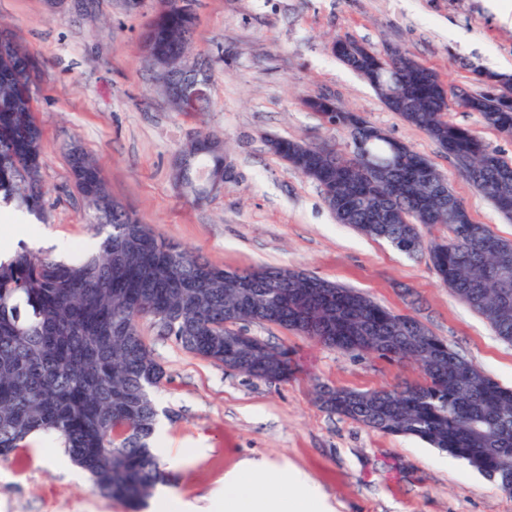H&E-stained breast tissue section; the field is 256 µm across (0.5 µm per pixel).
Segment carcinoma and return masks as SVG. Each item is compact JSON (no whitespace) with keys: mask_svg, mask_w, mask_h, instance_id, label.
<instances>
[{"mask_svg":"<svg viewBox=\"0 0 512 512\" xmlns=\"http://www.w3.org/2000/svg\"><path fill=\"white\" fill-rule=\"evenodd\" d=\"M195 26V9L172 6L150 22L144 40L165 85L184 71ZM332 53L365 78L389 110L431 137L448 158L466 159L461 172L504 216L512 217V161L475 131L448 120L457 92L407 53L379 63L353 60L341 40ZM35 60L0 40V208L15 205L40 218L41 130L32 109L28 76ZM468 112L512 139V101L483 92L468 96ZM308 106L344 127L351 143L368 141L377 153L391 150L371 129L350 127L351 112L327 115L323 97ZM294 140H277L271 151L336 200L326 199L340 224L390 243L408 256L424 254L446 288L512 343V274L502 278L495 262H512V241L472 221L467 208L454 212L429 194L418 168L428 159L406 147L398 167L380 173L383 189L370 186L359 154L323 160L327 149L293 153ZM75 186L90 211L99 244L74 263L30 250L0 258V456L44 432L61 440L73 463L86 471L100 494L135 506L162 478L150 448L158 411L150 391L165 378L140 331L150 321L157 335L193 356L263 381L288 377V352L255 338L246 342L224 331L269 324L270 307L285 328L306 336H331L323 345L354 356L374 354L409 360L424 374L420 383L371 392L322 387L317 400L329 412L373 430L417 438L467 461L512 493V389L501 386L448 347L412 315L395 313L359 291L294 268L231 271L173 244L134 219L110 196L91 157L70 148ZM444 225L448 238L424 242L420 226ZM279 280L268 288L263 276Z\"/></svg>","mask_w":512,"mask_h":512,"instance_id":"1","label":"carcinoma"}]
</instances>
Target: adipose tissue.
Instances as JSON below:
<instances>
[{
    "instance_id": "1",
    "label": "adipose tissue",
    "mask_w": 512,
    "mask_h": 512,
    "mask_svg": "<svg viewBox=\"0 0 512 512\" xmlns=\"http://www.w3.org/2000/svg\"><path fill=\"white\" fill-rule=\"evenodd\" d=\"M225 512H334L310 479L289 465L242 461L224 477Z\"/></svg>"
}]
</instances>
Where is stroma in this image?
<instances>
[{
    "mask_svg": "<svg viewBox=\"0 0 512 512\" xmlns=\"http://www.w3.org/2000/svg\"><path fill=\"white\" fill-rule=\"evenodd\" d=\"M158 0H0V33L37 59L29 88L42 130L45 219L35 228L86 254L89 211L71 177L80 141L116 202L164 238L227 269L291 267L355 288L421 320L438 338L512 388V344L446 288L426 256H408L337 222L321 188L274 155L269 138L349 150L339 127L303 105L329 95L412 146L448 178L474 223L512 240L500 215L420 129L390 111L330 53L337 37L384 51L394 45L450 89L483 87L472 68L512 75V24L492 0H196L190 58L213 62L204 112L173 108L143 60L142 34ZM201 131L224 142L234 169L202 201L176 178ZM144 339L166 372L152 389L163 431L152 450L173 475L166 502L138 507L105 497L56 436L38 433L0 458V512H217L224 476L245 458L290 463L314 478L335 512H512V494L467 462L426 443L371 430L322 408L316 384L361 391L418 382L417 365L352 356L276 325L249 335L287 349L292 374L264 382L211 364L157 336Z\"/></svg>",
    "mask_w": 512,
    "mask_h": 512,
    "instance_id": "stroma-1",
    "label": "stroma"
}]
</instances>
